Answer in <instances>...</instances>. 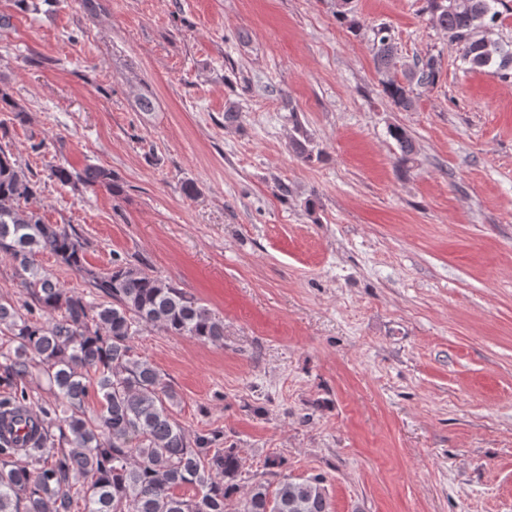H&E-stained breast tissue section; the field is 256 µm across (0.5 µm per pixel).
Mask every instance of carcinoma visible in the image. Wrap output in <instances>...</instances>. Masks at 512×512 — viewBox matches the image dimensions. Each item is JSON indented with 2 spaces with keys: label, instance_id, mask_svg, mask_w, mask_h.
<instances>
[{
  "label": "carcinoma",
  "instance_id": "obj_1",
  "mask_svg": "<svg viewBox=\"0 0 512 512\" xmlns=\"http://www.w3.org/2000/svg\"><path fill=\"white\" fill-rule=\"evenodd\" d=\"M504 0H427V9L448 40L462 45L463 61L512 77V48L478 37L494 23ZM374 60L387 68L395 56L388 31L375 35ZM435 60L415 63L406 82H386L383 91L399 109L415 103L414 86L433 84ZM0 107L24 123L26 112L0 90ZM389 135L407 162L413 143L399 126ZM292 149L302 161L314 159L312 139L299 131ZM51 177L61 184L103 187L122 193L112 172L100 166L71 171L57 166ZM39 184L0 145V255L8 257L26 291L17 303L0 297V335L9 347L0 352V424L32 414L30 447L23 450L0 439V512H227L236 499L239 512H330L325 477L294 478L280 472L284 461L266 460L276 486L254 484L243 492L237 483L240 458L221 448V431L189 433L174 417L177 393L157 367L134 353L132 341L142 328L160 326L174 336L216 342L224 323L197 299L147 269L119 258L102 275L86 267L87 243L64 224H47L24 206ZM48 252L73 271L88 277L96 304L82 293L66 290L43 273L35 256ZM56 314L49 321L45 315ZM38 374L45 390L63 409L36 413L16 396L18 383ZM96 393L101 410L88 414L85 403ZM192 486L191 498L176 489Z\"/></svg>",
  "mask_w": 512,
  "mask_h": 512
}]
</instances>
